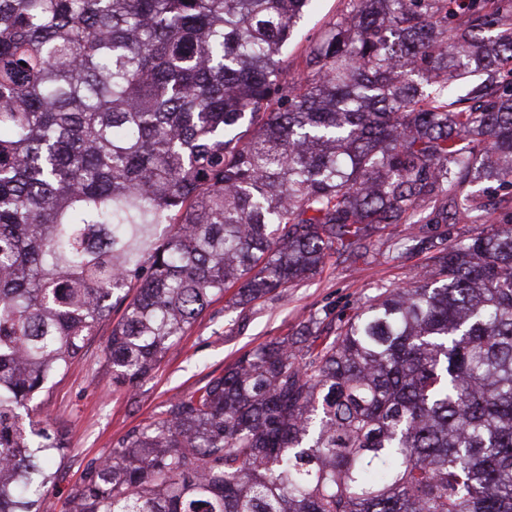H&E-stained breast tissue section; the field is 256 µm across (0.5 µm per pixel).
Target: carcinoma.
Returning <instances> with one entry per match:
<instances>
[{
	"label": "carcinoma",
	"instance_id": "carcinoma-1",
	"mask_svg": "<svg viewBox=\"0 0 512 512\" xmlns=\"http://www.w3.org/2000/svg\"><path fill=\"white\" fill-rule=\"evenodd\" d=\"M0 0V512H40L30 418L112 322L150 374L213 298L483 218L512 188V0ZM330 338L243 354L91 464L70 512H512V217L439 245ZM348 0H317L298 24L288 46V77L299 72L304 52L314 45L336 17L346 11Z\"/></svg>",
	"mask_w": 512,
	"mask_h": 512
}]
</instances>
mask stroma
Returning <instances> with one entry per match:
<instances>
[{"label":"stroma","instance_id":"1","mask_svg":"<svg viewBox=\"0 0 512 512\" xmlns=\"http://www.w3.org/2000/svg\"><path fill=\"white\" fill-rule=\"evenodd\" d=\"M347 3L315 0L288 47L289 74L298 73L304 52L345 12ZM486 198L489 210L481 221L447 225L449 241L476 236L512 215V191L494 186ZM417 233L412 224L388 225L373 235L372 247L362 256L332 257L314 275L243 308L216 299L151 373L131 386L112 382L107 355L112 325L101 324L81 359L37 401L35 420L61 429L67 442L41 512H67L90 463L107 457L129 430L158 418L170 401L222 374L243 353L297 335L309 324L321 335H334L380 289L408 285L427 262L426 253L412 248Z\"/></svg>","mask_w":512,"mask_h":512}]
</instances>
